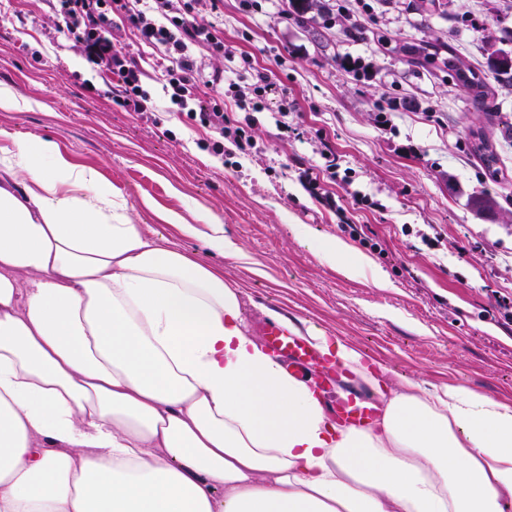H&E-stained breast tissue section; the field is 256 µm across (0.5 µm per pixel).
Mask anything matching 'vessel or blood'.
<instances>
[{
    "label": "vessel or blood",
    "instance_id": "b4317fda",
    "mask_svg": "<svg viewBox=\"0 0 512 512\" xmlns=\"http://www.w3.org/2000/svg\"><path fill=\"white\" fill-rule=\"evenodd\" d=\"M263 336L268 351L278 358L290 376H314L321 391L329 396L334 394L343 371L333 359L320 354L307 341L274 322L266 324ZM332 409L338 422L356 427L376 413L375 408L352 399L334 402Z\"/></svg>",
    "mask_w": 512,
    "mask_h": 512
}]
</instances>
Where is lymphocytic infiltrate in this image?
<instances>
[{
	"mask_svg": "<svg viewBox=\"0 0 512 512\" xmlns=\"http://www.w3.org/2000/svg\"><path fill=\"white\" fill-rule=\"evenodd\" d=\"M56 25L83 50L85 60L109 71L115 78L108 88L112 102L152 123L160 117L153 107L146 72L117 47L119 38L133 33L141 41L162 48L166 64L162 76L166 91L178 112L200 127L211 130L214 154L233 145L243 155L256 153L250 132L251 115L262 107L268 92H277L280 111L288 109L287 91H276L264 73L253 74L246 83L225 82L220 70L199 78L201 61L188 55L190 46L204 44L214 56L224 54V36L214 25L199 21V0H48ZM232 98L240 118L224 111L225 98Z\"/></svg>",
	"mask_w": 512,
	"mask_h": 512,
	"instance_id": "f902f5d3",
	"label": "lymphocytic infiltrate"
}]
</instances>
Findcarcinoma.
<instances>
[{"label": "carcinoma", "mask_w": 512, "mask_h": 512, "mask_svg": "<svg viewBox=\"0 0 512 512\" xmlns=\"http://www.w3.org/2000/svg\"><path fill=\"white\" fill-rule=\"evenodd\" d=\"M407 54L411 62L420 66L433 65L441 62L448 69V77L465 89L472 99V103L485 112L494 110L491 98L492 89L487 82L486 73L490 72L496 79L512 80V54L494 48L488 44L487 69L488 72H477L467 64L456 52L455 47L448 43H426L421 46H410ZM479 158L484 166L485 175L494 179L499 173L497 164L499 158L485 140H480L476 148Z\"/></svg>", "instance_id": "1"}]
</instances>
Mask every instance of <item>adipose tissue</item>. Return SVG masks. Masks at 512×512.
Returning <instances> with one entry per match:
<instances>
[{
  "instance_id": "1",
  "label": "adipose tissue",
  "mask_w": 512,
  "mask_h": 512,
  "mask_svg": "<svg viewBox=\"0 0 512 512\" xmlns=\"http://www.w3.org/2000/svg\"><path fill=\"white\" fill-rule=\"evenodd\" d=\"M0 512H512V403L382 384L339 428L249 330L242 290L39 137L0 150ZM243 258L221 219L169 215Z\"/></svg>"
}]
</instances>
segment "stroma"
I'll list each match as a JSON object with an SVG mask.
<instances>
[{
    "label": "stroma",
    "mask_w": 512,
    "mask_h": 512,
    "mask_svg": "<svg viewBox=\"0 0 512 512\" xmlns=\"http://www.w3.org/2000/svg\"><path fill=\"white\" fill-rule=\"evenodd\" d=\"M418 3L322 0L321 14L302 24L288 0H258L247 12L239 0L215 12L200 0V21L223 31L227 52L194 55L228 81L257 68L294 103L286 133L276 101L257 113L258 156L220 157L207 148L210 131L171 111L156 50L132 37L121 43L151 78L155 124L113 105L109 75L88 68L57 32L46 0H0V88L17 100L0 108V149L17 137L48 138L95 169L145 230L162 231L242 289L255 336L275 310L351 343L386 380L461 384L512 403V83H495L496 109L484 112L446 70L411 65L403 51L448 42L485 68L487 41L512 52V0H435L423 11ZM355 20L385 45L351 38ZM482 132L501 160L493 180L473 150ZM327 144L336 175L322 187L336 196L333 210L301 181L303 170L324 166ZM480 191L497 200L494 215L471 209ZM202 208L221 218L244 260L163 221L176 213L193 224ZM297 224L310 243L296 237ZM336 237L365 257L355 275L314 246ZM379 270L389 287H377Z\"/></svg>",
    "instance_id": "1"
}]
</instances>
